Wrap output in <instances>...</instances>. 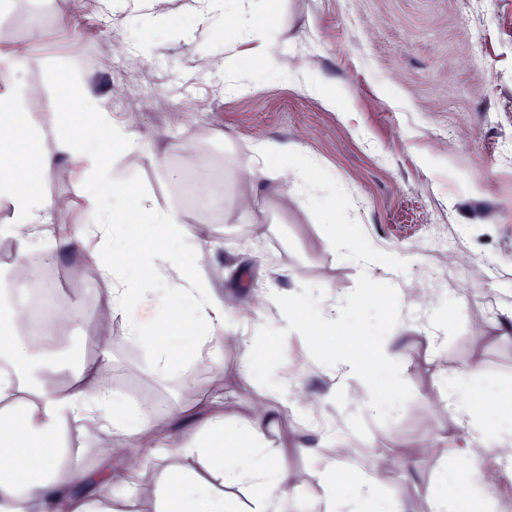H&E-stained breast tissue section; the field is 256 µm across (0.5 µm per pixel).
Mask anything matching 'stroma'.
<instances>
[{
    "instance_id": "35a3bbf8",
    "label": "stroma",
    "mask_w": 512,
    "mask_h": 512,
    "mask_svg": "<svg viewBox=\"0 0 512 512\" xmlns=\"http://www.w3.org/2000/svg\"><path fill=\"white\" fill-rule=\"evenodd\" d=\"M193 6L169 0L162 18L134 25L125 0H8L0 43L27 56L21 74L44 93L36 119L78 111L90 95L114 120L132 122L148 151L127 164L125 182L179 209L186 223L209 225L208 242L186 261L212 271L225 295L250 307L259 284L301 318L319 310L310 290L320 285L363 301L313 342L264 332L251 377L240 376L238 354L225 350L218 387L186 347L175 354L182 378L150 374L143 349L113 320L110 382L123 410L147 401L189 405L217 392L238 413L262 393L276 406L291 360L310 352L315 364L295 379L336 420V437L358 466H370L375 444L453 432L452 448L422 457L413 480L399 471L383 480V497L405 496L413 512H430L434 492L445 488L466 498L470 512L491 500L512 512V475L483 487L458 466L456 449L468 435L442 404L443 371L476 360L479 385L498 394L496 416H512V159L502 152L512 142V0H249L254 26L270 41V69L233 57L241 38L234 17L195 28ZM66 14L75 28L59 26ZM316 84L335 94V104L313 92ZM258 139L276 148L282 168H316L305 187L275 180L244 221L238 180L249 174L248 145ZM190 141L214 159L221 211L188 205L181 183L163 176L164 166H182ZM43 190L70 203L51 211L50 223L85 221L83 184L55 179ZM312 197L326 210L310 207ZM330 223L383 259H409L408 270L365 288L361 266L326 242ZM257 224L267 229L260 250L249 243ZM437 235L454 242L460 260L488 269L490 280L458 279L432 243ZM438 317L446 338L436 349L426 336ZM398 327L402 344H387ZM360 333L379 355L366 359L370 379L347 381L345 393L357 399L349 405L332 398L333 380L318 363L351 353ZM478 334L488 343L476 346ZM366 390L388 398L387 408L362 402ZM293 426L302 446L272 432L264 448L282 467L304 470L320 429L301 410Z\"/></svg>"
}]
</instances>
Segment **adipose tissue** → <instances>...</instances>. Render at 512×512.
Masks as SVG:
<instances>
[{
	"instance_id": "obj_1",
	"label": "adipose tissue",
	"mask_w": 512,
	"mask_h": 512,
	"mask_svg": "<svg viewBox=\"0 0 512 512\" xmlns=\"http://www.w3.org/2000/svg\"><path fill=\"white\" fill-rule=\"evenodd\" d=\"M28 95L14 91L0 100V201L11 209V223L0 229L24 254L32 246L45 258L57 260L75 253L88 257L99 282L93 298L98 311L122 318L131 344L149 357L151 373L170 378L180 366L174 358L179 342L191 344L197 361L214 365L224 358L225 345L239 354L241 375H248L254 343L245 335H227L236 304L215 291L202 267L187 269L185 254L200 248L204 227L185 223L179 210H151L150 221L136 223L145 200L130 192L110 163L113 146L121 157L141 153L134 127L114 121L98 101H86L79 116L67 115L48 124L29 118ZM26 134L38 145L26 166H15L16 137ZM252 170L243 190L244 210L264 201L267 183L278 172V154L266 141H253ZM69 177L85 187L86 221L48 223L54 200L36 182ZM327 241L358 262L367 280L376 269L392 273L393 264L349 235L327 227ZM151 281H143L140 271ZM351 302L329 305L316 320L300 321L276 293H269L264 309L256 310L258 328L274 324L277 331L313 335L337 324ZM25 313L23 291L0 290V512H138L139 493L154 491L157 512H224L213 480L227 486L247 484L253 490L249 512H285L288 487L298 473L280 467L260 454L269 432L287 428L291 402L274 409L254 401L246 414L228 412L221 396L204 397L192 407L173 403L167 408L144 406L135 415L121 413L106 378L112 370V338L107 329L87 327L84 343L94 352L78 366L63 360L62 336L54 329L31 338L21 327ZM479 364L457 375L445 405L467 429L469 443L458 457L477 477L487 471L490 449L506 442L507 431L491 430L474 411L479 400L471 381ZM238 427V441L255 448L245 464L224 460V429ZM75 429L98 448L106 464L86 468L80 448L63 449L61 437ZM318 477L309 512H338L345 497L339 479L351 462V452L335 435L322 434L311 448ZM199 456L207 474L180 473L170 484L154 485L152 467L159 460Z\"/></svg>"
}]
</instances>
